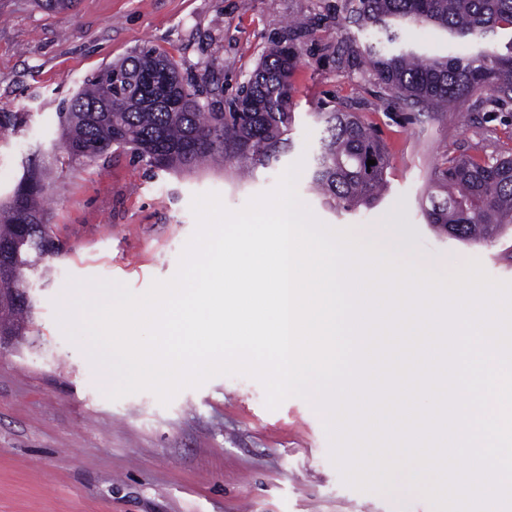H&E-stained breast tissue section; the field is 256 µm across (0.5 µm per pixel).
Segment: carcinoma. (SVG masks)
<instances>
[{"mask_svg": "<svg viewBox=\"0 0 512 512\" xmlns=\"http://www.w3.org/2000/svg\"><path fill=\"white\" fill-rule=\"evenodd\" d=\"M46 12L74 8L76 0H37ZM350 16L381 34L393 49L368 48L379 80L400 104L418 115L476 95L482 103L512 100V40L506 51L426 56L399 43V31L431 27L452 39L476 41L500 29L512 30V0H349ZM299 56L275 41L241 90L242 111L209 112L190 94L173 108L165 94L140 81L169 63L174 83H183L175 64L144 47L92 76L59 113L62 163L98 160L126 149L152 168L190 170L223 160L249 175L271 167L292 147L295 112L291 77ZM323 135L310 179L325 203L352 210L371 206L385 187L389 158L385 144L351 112H320ZM376 164L367 166V161ZM424 215L438 232L452 226L455 239L470 244L506 235L512 224V156L481 161L464 156L438 158ZM50 188L44 174L30 169L0 202V333L23 336L32 301L22 296L27 273L60 251L48 238L43 203Z\"/></svg>", "mask_w": 512, "mask_h": 512, "instance_id": "carcinoma-1", "label": "carcinoma"}]
</instances>
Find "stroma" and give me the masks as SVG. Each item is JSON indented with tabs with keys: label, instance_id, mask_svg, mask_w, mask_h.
Returning <instances> with one entry per match:
<instances>
[{
	"label": "stroma",
	"instance_id": "1",
	"mask_svg": "<svg viewBox=\"0 0 512 512\" xmlns=\"http://www.w3.org/2000/svg\"><path fill=\"white\" fill-rule=\"evenodd\" d=\"M272 37L300 52L293 146L276 166L247 181L230 168L155 174L121 150L61 165L60 103L105 65L151 46L206 110L224 112ZM401 38L429 55L464 56L512 33L481 44L429 28ZM373 40L346 0H77L61 14L0 0V113L18 115L0 128V199L24 166L39 168L52 189L50 228L65 244L41 263L25 342L0 349V512H434L403 484L390 495L345 485L322 414L294 396L268 409L255 378L216 376L166 405L150 391L109 400L102 373L55 318L69 278L120 281L137 294L172 278L196 229L193 196L215 192L238 210L272 190L289 165L311 159L321 136L314 115L330 110L373 126L389 165L379 203L351 211L326 205L302 169L298 195L320 221L368 242L394 240L439 273L476 260L512 282V232L468 246L435 232L422 204L442 153L512 154V102L414 118L358 53Z\"/></svg>",
	"mask_w": 512,
	"mask_h": 512
}]
</instances>
